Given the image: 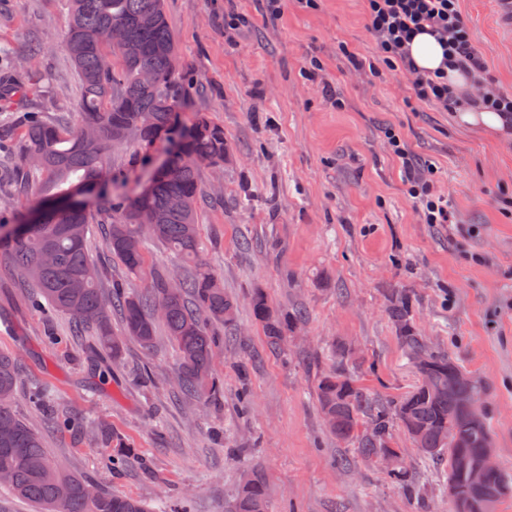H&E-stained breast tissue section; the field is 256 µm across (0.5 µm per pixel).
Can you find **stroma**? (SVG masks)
<instances>
[{
	"label": "stroma",
	"instance_id": "35a3bbf8",
	"mask_svg": "<svg viewBox=\"0 0 512 512\" xmlns=\"http://www.w3.org/2000/svg\"><path fill=\"white\" fill-rule=\"evenodd\" d=\"M474 40L501 88L512 93V31L498 0H461ZM180 49L179 67L201 81L182 118L207 114L223 127L229 155L202 168L207 193L221 205L200 213L203 254L238 303L216 357L223 392L213 401L180 394L177 354L165 334L153 348L127 338L119 357L92 336L71 333L28 302L30 290L0 256V351L15 356L21 384L15 413L37 430L49 455L115 494L155 512L188 504L225 512L244 470H260L270 512H453L446 463L425 459L402 428L393 435L418 488L392 484L386 468L354 455L325 426L315 388L341 367L376 401L404 398L418 374L388 314L392 289L416 298V326L448 350L479 389L495 461L512 472V213L486 195L512 193V139L457 123L454 113L416 102L402 74L357 69L376 47L363 0H320L308 10L286 0L278 19L264 0H165ZM240 16L238 28L224 16ZM64 0H0V52L21 53L29 36L43 47L23 100L0 98V163L13 160L27 113L55 120L74 112L77 73L63 49ZM401 131L419 169H433L454 204L466 239L448 225L421 223L404 191V173L384 142ZM94 225L89 254L103 287L127 277ZM261 289L281 313L303 310V323L271 347L251 315ZM246 362L248 384L236 370ZM46 388L48 428L28 400ZM249 404L241 406V389ZM130 449L114 468L104 449Z\"/></svg>",
	"mask_w": 512,
	"mask_h": 512
}]
</instances>
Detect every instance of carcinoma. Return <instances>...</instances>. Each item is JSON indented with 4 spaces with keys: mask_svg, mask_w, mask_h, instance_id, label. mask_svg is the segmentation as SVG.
Masks as SVG:
<instances>
[{
    "mask_svg": "<svg viewBox=\"0 0 512 512\" xmlns=\"http://www.w3.org/2000/svg\"><path fill=\"white\" fill-rule=\"evenodd\" d=\"M66 5L70 21L63 48L80 78L77 112L67 123L28 121L16 170L0 171V186L12 181L19 192L31 193L15 223L0 225V251L16 276L36 288L45 309L69 316L77 336L92 330L100 347L114 355L124 337L153 347L157 325H163L177 353L180 393L209 399L222 389L214 377L217 328L237 318V302L224 294L202 257L198 222L200 209L216 203L202 189L200 168L224 164L229 152L224 129L203 113L188 124L180 120L185 101L179 50L165 0H66ZM147 72L158 77L152 86L142 80ZM28 79V71L13 63L0 69V95L23 97ZM171 133L178 144L166 152L169 171H152L147 194L115 196L103 184L93 200L79 196L115 142L132 147L130 164L120 174L125 181L147 166L151 151ZM142 212L152 214L156 223H138ZM101 215L107 217L106 248L128 275H144L145 235L189 271L179 278L155 274L139 293L117 281L104 291L88 251L92 225ZM415 305L412 292H391L388 311L396 339L421 376L412 392L390 407L375 408L369 394L338 368L318 380L317 401L329 432L340 441L357 442L358 457L397 461L389 475L408 494L415 487L394 446L397 425L424 456L447 460L448 490L466 492L469 472L456 464V457L479 462L490 427L483 412L475 417L462 412L466 390L455 373L457 364L420 336ZM250 306L274 345L302 321L299 313L274 311L259 289L252 292ZM114 312L121 319L119 334L112 330ZM17 385L16 359L0 353L3 484L40 512H149L143 502L94 488L53 460L40 435L12 409ZM229 512H269L266 482L258 471L241 479Z\"/></svg>",
    "mask_w": 512,
    "mask_h": 512,
    "instance_id": "1",
    "label": "carcinoma"
}]
</instances>
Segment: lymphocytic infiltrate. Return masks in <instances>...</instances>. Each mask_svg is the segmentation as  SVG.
I'll return each instance as SVG.
<instances>
[{
  "instance_id": "f902f5d3",
  "label": "lymphocytic infiltrate",
  "mask_w": 512,
  "mask_h": 512,
  "mask_svg": "<svg viewBox=\"0 0 512 512\" xmlns=\"http://www.w3.org/2000/svg\"><path fill=\"white\" fill-rule=\"evenodd\" d=\"M366 29L377 54L369 61L370 72H398L407 79L414 100L442 112L465 108H488L512 116V94L501 90L477 49L469 21L459 0H364ZM431 32L448 55V68L433 71L416 67L408 53L413 37ZM469 77V88L460 93L448 84L449 68ZM387 144L406 173V193L422 223H450L449 200L440 194L433 180L416 167V161L401 135L385 133Z\"/></svg>"
}]
</instances>
